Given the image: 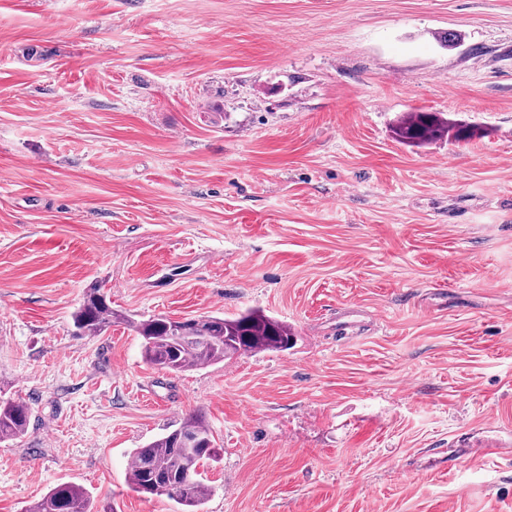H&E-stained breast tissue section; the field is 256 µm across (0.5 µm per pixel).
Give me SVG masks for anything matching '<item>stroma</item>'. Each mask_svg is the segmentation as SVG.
<instances>
[{
    "instance_id": "35a3bbf8",
    "label": "stroma",
    "mask_w": 512,
    "mask_h": 512,
    "mask_svg": "<svg viewBox=\"0 0 512 512\" xmlns=\"http://www.w3.org/2000/svg\"><path fill=\"white\" fill-rule=\"evenodd\" d=\"M94 286L294 344L169 374L73 335ZM0 391V512H178L128 467L192 413L204 512H512L511 463H446L512 441V0H0ZM476 133L472 126L450 123L432 112H408L394 127L395 138L411 146L423 145L445 136L453 140H466ZM0 396V442L9 443L27 432L31 408L22 399ZM92 496L83 487L63 483L48 491L23 512H97Z\"/></svg>"
}]
</instances>
